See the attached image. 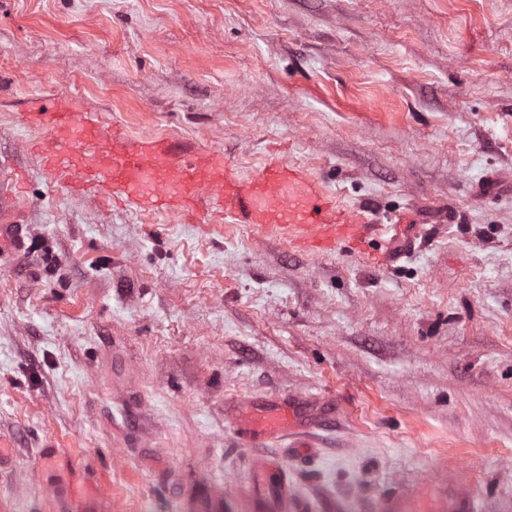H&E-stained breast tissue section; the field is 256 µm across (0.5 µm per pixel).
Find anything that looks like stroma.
<instances>
[{
  "label": "stroma",
  "instance_id": "obj_1",
  "mask_svg": "<svg viewBox=\"0 0 512 512\" xmlns=\"http://www.w3.org/2000/svg\"><path fill=\"white\" fill-rule=\"evenodd\" d=\"M64 91L178 155L254 174L273 147L378 223L426 218L397 268L248 224L106 210L54 183L19 116ZM0 506L378 512L425 481L512 512V0H0ZM454 223H447L448 215ZM327 398L310 448L241 443L235 402ZM280 469L276 462L260 459L253 466L254 489L253 511L280 512L293 497L291 487L285 479L274 481L270 477ZM270 476V477H268Z\"/></svg>",
  "mask_w": 512,
  "mask_h": 512
}]
</instances>
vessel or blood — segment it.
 <instances>
[{
	"label": "vessel or blood",
	"instance_id": "1",
	"mask_svg": "<svg viewBox=\"0 0 512 512\" xmlns=\"http://www.w3.org/2000/svg\"><path fill=\"white\" fill-rule=\"evenodd\" d=\"M22 120L44 135L45 163L63 173L64 187L84 184L96 196L118 198L147 213L176 216L195 213L199 199L211 197L225 222L288 235L307 252L324 253L342 244L357 250L374 232L385 239L384 251L372 257L375 264H388L403 255L386 225L372 223L365 210L344 206L308 168L282 157H271L247 179L218 151L176 159L161 141L152 137L131 141L106 123L102 113L79 108L63 92L32 99ZM333 414L327 406L314 414L303 401L288 408L271 401L248 412L234 408L230 425L248 445L285 435L298 440ZM278 470L276 462H255L254 512H283L291 499L287 481L274 478ZM428 500L435 503L431 512H477L475 498L451 483L434 490L422 487L411 495L391 494L379 512H422L420 504Z\"/></svg>",
	"mask_w": 512,
	"mask_h": 512
}]
</instances>
